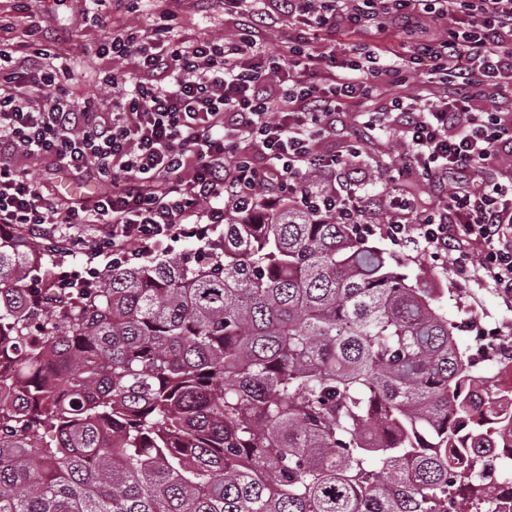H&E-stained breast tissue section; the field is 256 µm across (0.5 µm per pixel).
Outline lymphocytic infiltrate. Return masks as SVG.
<instances>
[{"instance_id":"f902f5d3","label":"lymphocytic infiltrate","mask_w":512,"mask_h":512,"mask_svg":"<svg viewBox=\"0 0 512 512\" xmlns=\"http://www.w3.org/2000/svg\"><path fill=\"white\" fill-rule=\"evenodd\" d=\"M123 2L84 0L105 33L100 56L131 64L110 108L74 94V63L41 27L26 28L20 50L0 39V225L146 258L286 198L340 224L377 209L388 238L423 243L512 302V0H162L144 31L113 26L103 8ZM188 5L223 6L237 36H181ZM421 16L452 26L401 43ZM283 27L299 37L267 54L261 33ZM358 31L377 45L339 57L336 33ZM405 74L412 95L390 93ZM388 132L402 147L386 163L396 178L384 194H359L352 160ZM338 133L341 150L316 151ZM44 160L101 193L60 202L29 173ZM418 182L439 203L415 224L403 186Z\"/></svg>"}]
</instances>
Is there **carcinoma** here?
<instances>
[{"label": "carcinoma", "instance_id": "cac0c4a2", "mask_svg": "<svg viewBox=\"0 0 512 512\" xmlns=\"http://www.w3.org/2000/svg\"><path fill=\"white\" fill-rule=\"evenodd\" d=\"M40 269L1 226L0 512H512L462 462L512 408L475 418L434 290L353 225L285 201L51 298Z\"/></svg>", "mask_w": 512, "mask_h": 512}]
</instances>
